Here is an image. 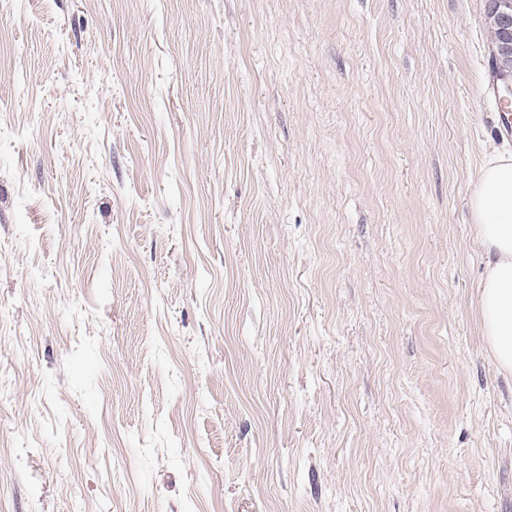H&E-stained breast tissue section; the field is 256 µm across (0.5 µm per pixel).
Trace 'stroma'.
I'll use <instances>...</instances> for the list:
<instances>
[{"instance_id": "obj_1", "label": "stroma", "mask_w": 512, "mask_h": 512, "mask_svg": "<svg viewBox=\"0 0 512 512\" xmlns=\"http://www.w3.org/2000/svg\"><path fill=\"white\" fill-rule=\"evenodd\" d=\"M487 12L0 0V512H512ZM486 257L478 285L481 336L499 372L512 374V152L487 154L469 198Z\"/></svg>"}]
</instances>
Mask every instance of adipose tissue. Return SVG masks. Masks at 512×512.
<instances>
[{
    "label": "adipose tissue",
    "mask_w": 512,
    "mask_h": 512,
    "mask_svg": "<svg viewBox=\"0 0 512 512\" xmlns=\"http://www.w3.org/2000/svg\"><path fill=\"white\" fill-rule=\"evenodd\" d=\"M469 209L486 257L477 307L483 340L499 372L512 374V152L487 154Z\"/></svg>",
    "instance_id": "obj_1"
}]
</instances>
